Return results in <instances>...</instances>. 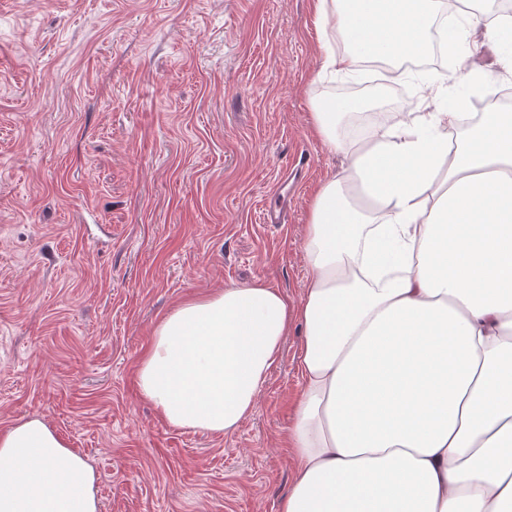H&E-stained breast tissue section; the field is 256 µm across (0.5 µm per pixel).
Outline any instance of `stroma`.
I'll return each instance as SVG.
<instances>
[{
  "mask_svg": "<svg viewBox=\"0 0 512 512\" xmlns=\"http://www.w3.org/2000/svg\"><path fill=\"white\" fill-rule=\"evenodd\" d=\"M470 43L512 88L488 26ZM320 66L312 0H0V430L46 422L101 512H278L300 325L228 435L170 425L137 370L190 297L301 301L310 191L346 166L311 103L349 78Z\"/></svg>",
  "mask_w": 512,
  "mask_h": 512,
  "instance_id": "35a3bbf8",
  "label": "stroma"
}]
</instances>
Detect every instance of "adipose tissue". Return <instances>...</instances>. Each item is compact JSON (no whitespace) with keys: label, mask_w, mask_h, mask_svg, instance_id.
Returning <instances> with one entry per match:
<instances>
[{"label":"adipose tissue","mask_w":512,"mask_h":512,"mask_svg":"<svg viewBox=\"0 0 512 512\" xmlns=\"http://www.w3.org/2000/svg\"><path fill=\"white\" fill-rule=\"evenodd\" d=\"M321 74L421 58L443 0H313ZM396 112L312 103L347 166L313 191L301 302L257 280L179 303L138 365L171 424L235 432L288 328L303 389L279 512H512V107ZM93 468L41 419L0 431V512H99Z\"/></svg>","instance_id":"ef3b65f1"}]
</instances>
